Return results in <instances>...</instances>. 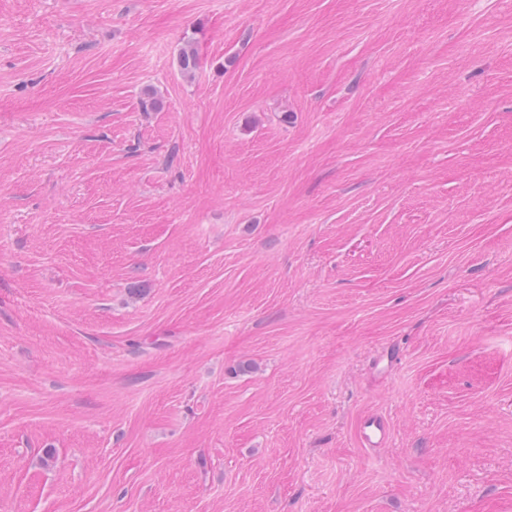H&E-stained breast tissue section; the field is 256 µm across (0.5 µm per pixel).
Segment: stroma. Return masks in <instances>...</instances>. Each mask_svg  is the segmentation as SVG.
<instances>
[{
    "mask_svg": "<svg viewBox=\"0 0 512 512\" xmlns=\"http://www.w3.org/2000/svg\"><path fill=\"white\" fill-rule=\"evenodd\" d=\"M0 512H512V0H0ZM358 435L364 447L381 448L391 439L389 421L383 414L368 413L359 422Z\"/></svg>",
    "mask_w": 512,
    "mask_h": 512,
    "instance_id": "stroma-1",
    "label": "stroma"
}]
</instances>
